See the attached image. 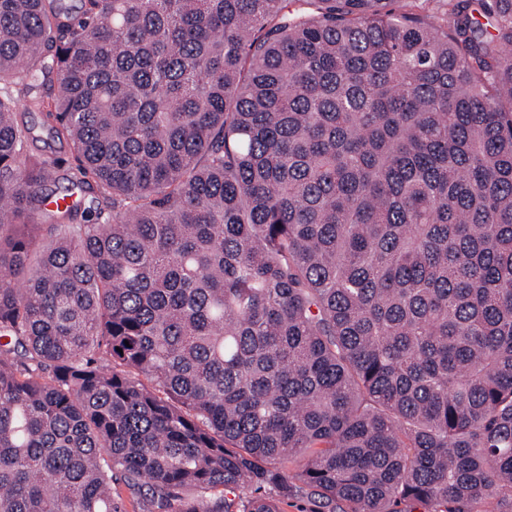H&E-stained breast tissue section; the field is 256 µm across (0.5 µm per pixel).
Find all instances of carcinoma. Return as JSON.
Here are the masks:
<instances>
[{
  "label": "carcinoma",
  "mask_w": 512,
  "mask_h": 512,
  "mask_svg": "<svg viewBox=\"0 0 512 512\" xmlns=\"http://www.w3.org/2000/svg\"><path fill=\"white\" fill-rule=\"evenodd\" d=\"M118 480L512 512V0H0V512ZM41 140L33 141L29 145L30 153L39 155L42 153L53 152L61 160V166L58 169L57 180L46 186V193L49 194L48 201L59 197H66L70 194L68 188L70 184L68 179L72 176L73 158L70 145L66 142L51 141L46 139V135H41Z\"/></svg>",
  "instance_id": "obj_1"
}]
</instances>
